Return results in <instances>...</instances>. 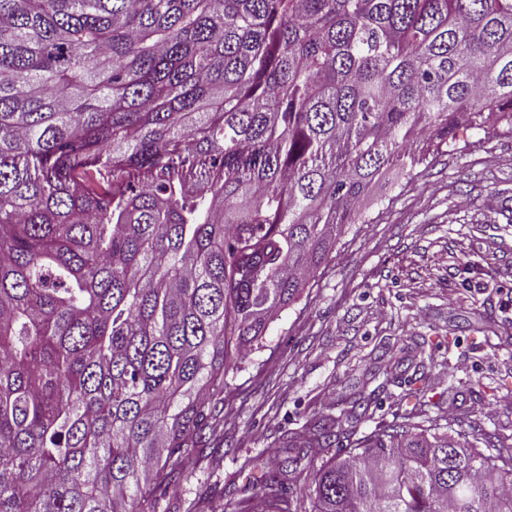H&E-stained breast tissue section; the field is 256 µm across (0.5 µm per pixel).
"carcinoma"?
<instances>
[{
    "mask_svg": "<svg viewBox=\"0 0 512 512\" xmlns=\"http://www.w3.org/2000/svg\"><path fill=\"white\" fill-rule=\"evenodd\" d=\"M512 129V0H0V512L161 508L395 149ZM347 438L342 443L340 436ZM331 415L242 512H512V455Z\"/></svg>",
    "mask_w": 512,
    "mask_h": 512,
    "instance_id": "carcinoma-1",
    "label": "carcinoma"
}]
</instances>
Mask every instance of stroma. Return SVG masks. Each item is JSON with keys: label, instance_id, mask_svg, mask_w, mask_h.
Returning <instances> with one entry per match:
<instances>
[{"label": "stroma", "instance_id": "stroma-1", "mask_svg": "<svg viewBox=\"0 0 512 512\" xmlns=\"http://www.w3.org/2000/svg\"><path fill=\"white\" fill-rule=\"evenodd\" d=\"M423 388L414 411L403 395ZM366 435L432 419L509 455L512 434V130L464 126L399 151L330 260L267 325L224 390L225 451L181 480L182 503L217 486L239 512L284 432L354 400Z\"/></svg>", "mask_w": 512, "mask_h": 512}]
</instances>
